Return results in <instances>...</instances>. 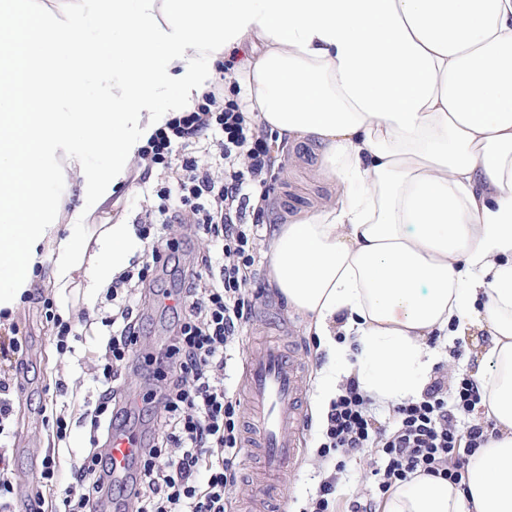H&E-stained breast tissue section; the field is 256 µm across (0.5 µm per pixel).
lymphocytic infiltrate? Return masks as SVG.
<instances>
[{
    "label": "lymphocytic infiltrate",
    "mask_w": 512,
    "mask_h": 512,
    "mask_svg": "<svg viewBox=\"0 0 512 512\" xmlns=\"http://www.w3.org/2000/svg\"><path fill=\"white\" fill-rule=\"evenodd\" d=\"M176 158L183 178L157 190L158 205H143L134 217L145 258L138 270L112 282L119 303L96 366L101 390L86 411L89 447L53 512H92L93 500L103 494L115 512H226L225 502L242 480V401L226 379L262 303L253 280L275 158L262 127L239 104L225 102L219 85L138 150L133 165L140 184ZM195 244L201 247L196 260L182 266V251ZM171 264L182 268L179 285L156 296L170 304L172 334L136 360L144 333L136 292L154 270ZM130 371L147 372L152 385L141 405L115 406V384ZM487 394L486 384L436 369L420 398L394 406L389 428L376 418L358 377H347L322 428L320 455L335 458V473L313 490L309 512H331L338 473L369 448L382 461L372 471L379 493L421 475L462 484L472 457L494 432L491 423L472 417ZM142 414L152 425L139 448L135 478L129 485L110 481L99 434ZM462 415L471 418L463 429Z\"/></svg>",
    "instance_id": "obj_1"
}]
</instances>
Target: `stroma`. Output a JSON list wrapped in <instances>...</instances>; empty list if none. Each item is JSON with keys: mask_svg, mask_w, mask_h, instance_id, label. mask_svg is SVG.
<instances>
[{"mask_svg": "<svg viewBox=\"0 0 512 512\" xmlns=\"http://www.w3.org/2000/svg\"><path fill=\"white\" fill-rule=\"evenodd\" d=\"M267 141L278 161L268 183L270 207L264 216L265 224H281L287 217L312 212L329 205L336 197L339 184L320 175L322 156L315 141L278 142L275 135ZM255 286L264 292V310L258 313L244 337V349L261 344L297 347L306 365L309 383L304 405L305 427L299 434L301 455L294 469L283 477L278 487L279 512H302L310 491L324 479L328 468L317 456L321 424L311 407L317 396L314 379L328 362L325 350L316 337L307 335V320L286 305L268 283V262L260 260ZM68 309L72 330L78 336L71 352L62 354L56 348L57 328L54 314ZM112 304L105 299L104 290H94L85 296L77 290L68 297H59L53 289L42 287L35 299L25 300L10 319L0 322V334L18 327L28 352V371L12 382L10 396L13 414L5 424L7 435L0 439L9 463L16 474L19 490L17 500H29L36 490L33 475L42 469L47 451H54L59 461L57 488L66 487L74 465L87 446V429L82 422L88 402L94 401L99 386L94 380L97 357L109 338L110 329L104 323L111 315ZM463 346L465 353L456 361L449 360L453 346ZM484 340L479 336L438 338L433 349L435 362H447L449 375H477ZM64 413L69 424L65 439H57L44 423L45 415ZM243 483L231 495L229 512H251L261 497L266 480L259 455L246 456L240 464Z\"/></svg>", "mask_w": 512, "mask_h": 512, "instance_id": "obj_1", "label": "stroma"}]
</instances>
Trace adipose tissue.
<instances>
[{"label":"adipose tissue","mask_w":512,"mask_h":512,"mask_svg":"<svg viewBox=\"0 0 512 512\" xmlns=\"http://www.w3.org/2000/svg\"><path fill=\"white\" fill-rule=\"evenodd\" d=\"M88 29L106 40L80 47ZM255 42L254 111L341 186L273 227L271 286L328 348L355 336L380 403L422 393L427 337L488 338L497 435L464 486L418 476L381 512H512V0H0V311L124 271L135 227L98 212ZM90 74L109 111H75Z\"/></svg>","instance_id":"1"}]
</instances>
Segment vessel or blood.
Returning <instances> with one entry per match:
<instances>
[{
  "mask_svg": "<svg viewBox=\"0 0 512 512\" xmlns=\"http://www.w3.org/2000/svg\"><path fill=\"white\" fill-rule=\"evenodd\" d=\"M245 385L256 416L248 446L262 453L267 473L285 474L298 461L296 433L303 424L299 411L305 388L303 363L297 354L275 346L252 350ZM134 451L135 442L126 427L110 430L105 452L120 476L129 474Z\"/></svg>",
  "mask_w": 512,
  "mask_h": 512,
  "instance_id": "1",
  "label": "vessel or blood"
}]
</instances>
